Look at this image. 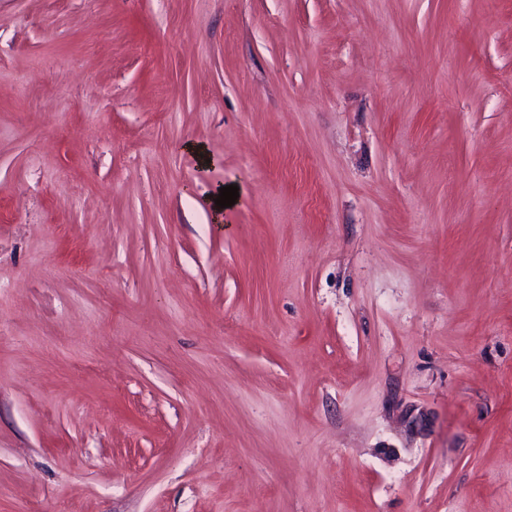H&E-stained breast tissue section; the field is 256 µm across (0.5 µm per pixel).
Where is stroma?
I'll return each mask as SVG.
<instances>
[{"mask_svg": "<svg viewBox=\"0 0 512 512\" xmlns=\"http://www.w3.org/2000/svg\"><path fill=\"white\" fill-rule=\"evenodd\" d=\"M0 512H512V0H0Z\"/></svg>", "mask_w": 512, "mask_h": 512, "instance_id": "stroma-1", "label": "stroma"}]
</instances>
